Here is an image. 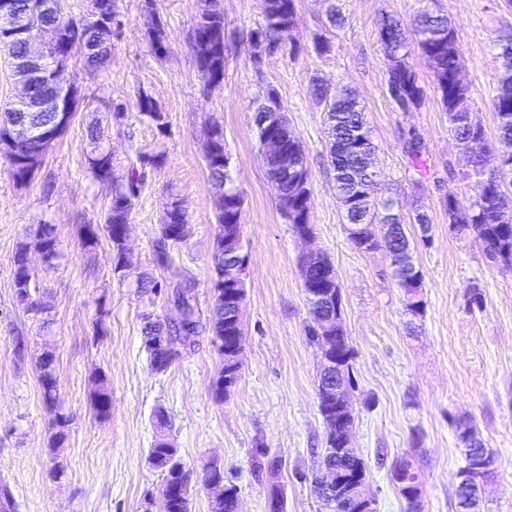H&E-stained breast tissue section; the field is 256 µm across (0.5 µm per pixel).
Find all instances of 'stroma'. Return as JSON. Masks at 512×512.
<instances>
[{"mask_svg":"<svg viewBox=\"0 0 512 512\" xmlns=\"http://www.w3.org/2000/svg\"><path fill=\"white\" fill-rule=\"evenodd\" d=\"M143 0H117L124 26L112 41V65L88 73L72 60L66 73L82 100L65 133L47 153L35 180L13 184L0 164V490L16 512H142L158 497L162 475L148 461L157 430L154 413L166 410L168 437L187 467L218 460L240 489V512H268L269 480L255 473L256 449L281 462L287 512H321L308 481L314 449L326 426L316 385L320 357L305 337L310 321L300 256L327 255L342 289L343 325L355 351L353 445L366 466L377 512H407L391 478L396 461L412 463L421 479L420 512H457L458 473L466 464L456 426L472 424L496 464V482L482 512H512V266L487 262L479 245L448 229L447 192L461 204L478 193L460 175L467 154L448 132V114L432 72L413 57L425 91L421 107L400 112L387 91L389 62L377 38L385 15L412 24L429 9L458 26L463 81L471 108L489 140L497 138L490 100L500 61L493 42L512 31V0H340L344 27L325 26L324 0H294L295 24L283 51L254 64L247 35L262 21V0H221L232 33L224 79L207 84L196 64L193 22L197 0H154L168 53L157 57L141 12ZM325 39L329 52L317 54ZM327 89L350 87L372 130L381 188L391 191L404 216L416 205L431 218L429 243L408 225L423 272L424 310L411 314L384 251L361 253L351 245L336 198L328 157L330 127L325 105L309 92L312 79ZM275 90L305 150L310 172V222L314 236L298 239L278 209V190L261 159L253 121L257 100ZM149 96L162 123L142 117L137 101ZM123 104V117L114 107ZM104 137L94 142L90 125ZM224 129L230 169L244 197L243 239L250 255L242 311L244 349L240 380L224 398L214 381L220 362L208 333L195 336L163 374L152 372L143 348L145 316L166 317L161 295L139 293L143 272L161 281L188 272L199 282L202 310H209L212 249L220 231L211 207L203 162L205 131ZM420 137L425 170L411 167L402 142ZM112 155L122 170L136 153L158 156L129 220L126 258L131 277L113 273L108 238L85 252L79 229L102 223L109 189L88 169L94 150ZM182 199L191 224L188 240L174 250L170 270L152 263V240L169 194ZM56 229L61 256L43 276L41 315L17 304L12 263L20 241L37 225ZM480 294L482 305L471 304ZM52 354L55 407L43 400L39 360ZM103 376L112 405L98 414L93 379ZM69 418L65 437L52 447L55 412ZM62 474H55V466Z\"/></svg>","mask_w":512,"mask_h":512,"instance_id":"stroma-1","label":"stroma"}]
</instances>
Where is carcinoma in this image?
I'll return each mask as SVG.
<instances>
[{"label":"carcinoma","instance_id":"obj_1","mask_svg":"<svg viewBox=\"0 0 512 512\" xmlns=\"http://www.w3.org/2000/svg\"><path fill=\"white\" fill-rule=\"evenodd\" d=\"M143 16L147 34L154 53L164 57L168 53L167 35L164 25L156 17L153 0H144ZM42 21L55 25L59 37L50 45L47 55L50 62L62 64L79 56L83 65L91 72L106 69L112 62L111 42L104 32L79 18L44 17ZM295 24L294 0H263L262 22L248 36L250 58L259 64L263 58L275 55L286 45L288 32ZM378 40L390 62L387 88L396 90L405 99L409 109L419 107L424 98L418 73L410 63L412 54H418L432 71L440 93L442 106L448 112V131L460 142H474L470 154L471 169L466 178H479L484 173V153L490 149L487 132L477 113L471 111L468 89L459 85L457 76L461 70L460 49L455 25L447 16L432 11H423L415 22L407 27L393 15L382 18L378 27ZM194 44L207 45L208 54L196 55L197 64L207 82L224 79V61L231 45L225 29L224 12L218 0H199L193 24ZM495 48L502 59V72L498 78L499 87L512 89V33L503 34L495 40ZM0 49L8 55L19 57L25 53L26 45L22 35L0 30ZM312 96L326 103L328 119L332 123V138L328 143L329 158L335 172L337 198L344 210L348 238L360 252L383 250L391 254L399 250L413 251L408 236L398 234L394 239L383 233L369 243L363 241V233L371 224H401L403 217L396 201L382 195L377 205L369 206L366 201H349L358 197L364 187L365 173L361 154L356 148L360 133L365 131V142L373 148L371 130L364 120L362 108L356 97L346 87H338L329 94L319 79L312 80ZM491 107L497 119L496 150L512 159V95L504 98L498 95L491 100ZM75 112H32L33 123L50 128L56 135L70 125ZM283 130L291 163V175L279 190L278 207L292 231L314 233L310 215L305 213L299 197L310 192L309 170L304 148L292 132L288 119H283ZM10 131L0 126V156L12 182L20 187L29 185L44 161L53 143L41 137L28 144L24 151L11 150ZM404 152L411 166L419 169L425 162V151L419 137L409 135L404 141ZM229 153L224 143V131L209 127L205 133L204 162L213 193L211 205L216 222L221 230L242 236L243 195L234 184L226 161ZM144 157L129 160L121 174L112 169V155L99 151L89 158L91 174L106 184L110 191V202L105 222L84 224L80 228L82 248L90 252L105 234L114 251L113 272L126 278L125 239L122 226L129 223L130 214L141 195L145 181L142 170ZM448 211V225L457 236H470L478 241L485 257L492 263L512 265V222L504 220L512 216V166L501 169L499 182L491 185L481 198L469 205L459 203L452 192L444 197ZM190 233V224L183 202L177 196H169L164 204L162 224L152 241V262L156 267L167 270L174 266L173 249L185 241ZM41 251L47 268H54V260L60 255L59 241L51 224H39L33 239L21 242L13 256V288L17 302L26 312L33 315L43 313L44 306L37 297L39 278L35 269L26 262L30 248ZM212 287L210 316L203 322L198 299V281L188 273H180L169 283L167 304L170 314L165 320L147 321L144 326V348L148 366L157 374L166 373L180 357L177 345L188 342V338L208 331L211 342L220 358L221 369L214 382V391L222 399L230 393L228 381L239 380L238 362L226 349L235 344L236 337L244 336V328L236 322L224 319V237L218 236L212 252ZM40 384L45 403L54 406L57 391L54 358L45 354L39 363ZM93 403L96 411L105 415L109 411L111 397L103 377L94 378ZM155 426L160 431L149 450L148 459L162 475V485L182 486L191 480V470L178 457V450L168 441L162 430L168 427V415L163 409L154 414ZM237 484L230 478L224 479L226 497L214 496L211 512H235V491ZM163 512H191L190 498L182 492L173 494Z\"/></svg>","mask_w":512,"mask_h":512}]
</instances>
